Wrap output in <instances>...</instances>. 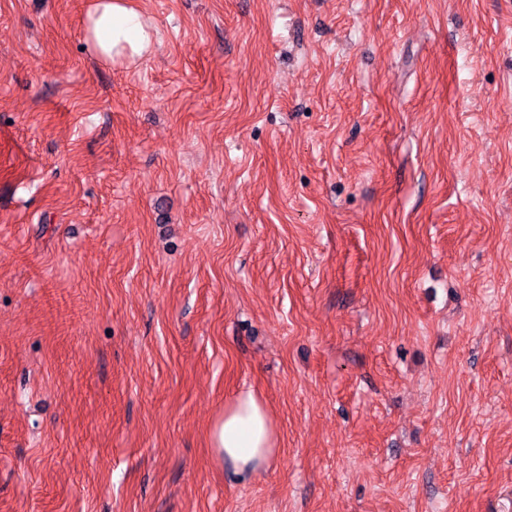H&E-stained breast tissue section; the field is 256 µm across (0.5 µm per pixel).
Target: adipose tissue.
<instances>
[{
	"label": "adipose tissue",
	"mask_w": 512,
	"mask_h": 512,
	"mask_svg": "<svg viewBox=\"0 0 512 512\" xmlns=\"http://www.w3.org/2000/svg\"><path fill=\"white\" fill-rule=\"evenodd\" d=\"M86 32L96 55L106 62L133 63L151 51L155 32L127 0H93ZM278 446L276 423L253 391L226 401L211 431L213 463L230 466L244 481L268 464Z\"/></svg>",
	"instance_id": "ef3b65f1"
}]
</instances>
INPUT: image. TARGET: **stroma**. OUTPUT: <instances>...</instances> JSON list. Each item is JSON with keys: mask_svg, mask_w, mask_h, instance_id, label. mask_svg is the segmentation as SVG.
Returning a JSON list of instances; mask_svg holds the SVG:
<instances>
[{"mask_svg": "<svg viewBox=\"0 0 512 512\" xmlns=\"http://www.w3.org/2000/svg\"><path fill=\"white\" fill-rule=\"evenodd\" d=\"M131 2L0 0V512H512V0ZM128 0H94L86 17V32L96 55L105 62L135 63L151 51L155 32ZM210 443L213 463L229 465L237 479L245 481L272 458L278 447L277 426L253 391H240L224 403Z\"/></svg>", "mask_w": 512, "mask_h": 512, "instance_id": "1", "label": "stroma"}]
</instances>
